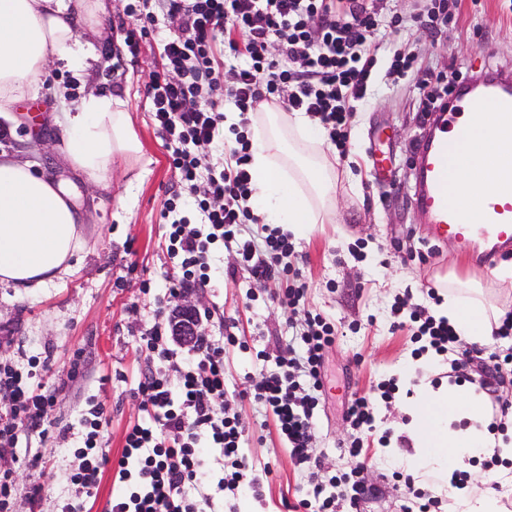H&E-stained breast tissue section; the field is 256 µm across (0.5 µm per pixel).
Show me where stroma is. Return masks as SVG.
I'll use <instances>...</instances> for the list:
<instances>
[{
  "label": "stroma",
  "instance_id": "obj_1",
  "mask_svg": "<svg viewBox=\"0 0 512 512\" xmlns=\"http://www.w3.org/2000/svg\"><path fill=\"white\" fill-rule=\"evenodd\" d=\"M130 2L114 0L106 19L109 36L97 46L96 58L83 75L62 64L54 66L49 83H38L12 114L0 117V132L6 134L0 153L16 155L35 172L64 181L75 207L89 217L84 246L69 275L33 295L0 282V363L22 367L30 357L48 358L40 381L55 394L44 432L22 433L12 444L0 446V471L14 476L13 512H61L73 498L65 471L76 465L79 420L90 401L106 404L104 443L111 459L120 457L127 428L148 422L138 383L153 357L141 336L154 324L155 297L164 296L181 274L167 252L168 210L176 208L194 224L203 221L191 195L174 199L177 176L148 112L146 87L163 65L159 42L169 34L166 18L156 16L136 59L117 63L112 58V48L120 41L117 24L126 18ZM395 39L417 49L420 68L452 63L479 77L485 69L512 66V0H463L458 23L438 36L414 25ZM87 83L125 100L142 145L140 161L116 160L112 194L102 198L88 177L70 170L59 155L50 154L44 161L31 146L37 134L60 139L55 117L66 102L81 96ZM412 98L410 87L379 86L355 114L346 158H339L330 142L318 145L338 176L341 215L337 223L318 224L295 237V252L287 259L308 285L302 310L321 315L336 328V340L324 353L323 389L314 411L316 467L295 465L274 415L242 395L298 343L300 318L279 302L289 280L281 275L260 288L246 272L234 270L233 249L215 257L228 275L204 289L207 309L201 328L235 338L224 347V385L229 411L244 431L242 453L259 488L234 496L213 493L212 512H314L300 505L312 485L329 483L351 468L345 448L356 436L347 420L352 399L373 396L377 384L396 376L401 366L412 367L411 382L401 384L398 401L376 403V429L361 436L365 492L353 505L339 500L337 512H407L410 501L402 480L391 476L395 470L412 476L422 492L441 496L439 478L410 467L418 450L406 430L409 418L402 406L417 386L436 389L447 384V369L415 361L416 344L408 329L395 326L391 306L407 293L413 302L428 303V288L444 291L453 274L462 280L481 279L506 310L512 308V284L500 283L479 254L461 252L454 240L432 241L429 225L415 210L410 159L422 129ZM377 136L392 146L399 184L374 176L368 148ZM355 246L362 260L352 256ZM146 282L151 285L147 292L142 289ZM35 457L45 461V468L30 467ZM458 471L467 490L495 494L506 512H512V461H499L492 480L478 458L463 460ZM494 480L499 490H492ZM34 482L44 486L35 505L28 497ZM441 498L438 512H451L453 498Z\"/></svg>",
  "mask_w": 512,
  "mask_h": 512
}]
</instances>
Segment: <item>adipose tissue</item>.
Segmentation results:
<instances>
[{
    "instance_id": "ef3b65f1",
    "label": "adipose tissue",
    "mask_w": 512,
    "mask_h": 512,
    "mask_svg": "<svg viewBox=\"0 0 512 512\" xmlns=\"http://www.w3.org/2000/svg\"><path fill=\"white\" fill-rule=\"evenodd\" d=\"M111 9L112 0H0V112L13 111L55 62L84 69L95 42L107 36L104 19ZM280 119V113H270L268 125L256 133L254 202L265 223L303 235L334 223L335 174L323 154L285 156L277 136ZM62 123L59 151L95 188H111L115 158L141 153L120 97L89 90L72 102ZM463 149L468 162L453 176L452 195L471 221L477 197L495 190L497 150L480 126L472 128ZM81 245L80 218L62 185L11 156L0 157V280L34 291L47 287L70 272ZM436 313L473 342L490 340L500 315L474 279L450 283ZM485 408V396L475 387L418 388L409 434L421 450V465L449 473L467 452L495 451L512 459V438L489 431Z\"/></svg>"
}]
</instances>
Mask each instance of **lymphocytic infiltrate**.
Returning a JSON list of instances; mask_svg holds the SVG:
<instances>
[{
	"mask_svg": "<svg viewBox=\"0 0 512 512\" xmlns=\"http://www.w3.org/2000/svg\"><path fill=\"white\" fill-rule=\"evenodd\" d=\"M163 11L173 33L160 43L165 66L154 72L147 88L152 123L170 149L171 166L181 186L195 196L204 214L199 225L187 219L172 222L168 252L179 261L182 288H204L216 274L209 263L214 250L233 244L238 266L257 285H265L282 258L294 251L289 235L278 230L253 234L258 218L249 202L255 178L252 141L246 130L260 104L303 112L318 120L339 157L351 148L355 104L366 98L379 76L392 84L415 80L423 114L444 109L458 83L434 78L433 71L415 72L416 54L394 51L385 73H378V54L385 29H400L404 20H379L371 0H139L129 24L121 26L124 54L137 56L155 11ZM232 100L241 116L232 163L220 173L201 178V155L224 124V102ZM393 314H408L413 337L437 355L450 356L457 382L491 386L493 374L512 368V352L483 358L481 349L458 351L459 338L447 319L423 305L396 301ZM157 323L143 342L160 366L145 375L138 390L149 406L152 424H134L125 435L120 458L110 461L101 446L105 408L94 404L81 417L80 464L66 479L79 494L98 488L106 467L115 470L118 493L108 512H201L187 499L186 489L204 486L211 477L203 457L211 450L228 472L219 488L255 487L240 455L243 431L237 419L224 414V346L199 334L188 358L168 348L165 306L156 309ZM332 323L304 315L300 356L286 368L263 374L253 388L256 402L275 414L296 464L311 463L317 405L323 386V353L335 340ZM493 361L494 372L483 370ZM38 361L28 370L0 365V395L8 402L0 414V444L19 433L42 430L50 422L52 396L40 393L34 379ZM177 378H170L169 369Z\"/></svg>",
	"mask_w": 512,
	"mask_h": 512,
	"instance_id": "1",
	"label": "lymphocytic infiltrate"
}]
</instances>
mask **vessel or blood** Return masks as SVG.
I'll return each mask as SVG.
<instances>
[{"label": "vessel or blood", "instance_id": "1", "mask_svg": "<svg viewBox=\"0 0 512 512\" xmlns=\"http://www.w3.org/2000/svg\"><path fill=\"white\" fill-rule=\"evenodd\" d=\"M485 100L493 109L487 130L502 140V159L495 170L496 190L480 199L475 222L463 223L450 197L451 173L467 162L461 148L469 131L464 120L480 118L478 102L465 84L449 96L447 109L437 113L430 135L419 146L413 203L430 224L435 240L451 238L464 249L480 240L493 241V249L483 256L490 266L498 249L512 245V92H492Z\"/></svg>", "mask_w": 512, "mask_h": 512}]
</instances>
